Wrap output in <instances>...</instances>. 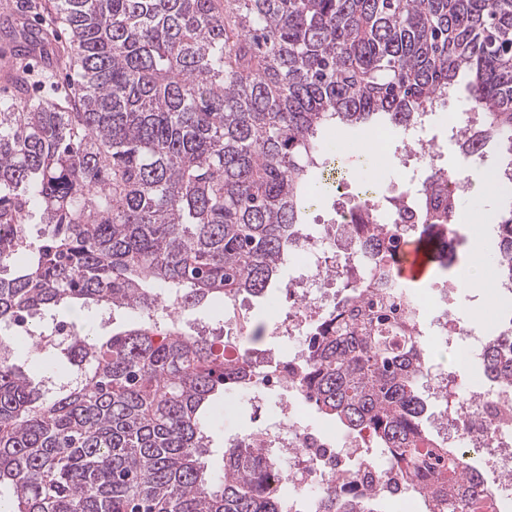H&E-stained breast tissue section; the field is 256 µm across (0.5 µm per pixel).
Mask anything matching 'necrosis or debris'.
I'll return each instance as SVG.
<instances>
[{
	"label": "necrosis or debris",
	"instance_id": "4bbe7bcc",
	"mask_svg": "<svg viewBox=\"0 0 512 512\" xmlns=\"http://www.w3.org/2000/svg\"><path fill=\"white\" fill-rule=\"evenodd\" d=\"M427 113H419L407 127L392 129L371 127V140L389 145L401 141L407 156L423 173L419 182L398 187L396 194L375 198L371 193H353V183L369 185L376 182L388 158L375 153L363 176H348L340 182L336 193L342 202L333 209L327 224L319 232L310 225H301L298 241L291 253L301 268L288 283L290 307L280 312L271 330L272 335L290 341L312 334L321 316L336 306L333 281L355 277L363 283L366 294H373L404 311L408 329L414 336H442L460 351L464 363L478 362L486 341V332L479 327H464V309L451 300L447 286L433 283L431 290L449 310L429 312L421 298H409V290L397 278L394 269L379 266L376 249L357 241L353 229L358 224H420L429 211L442 207L449 195L466 190L465 176L448 172L440 161L442 147L429 139L425 131ZM303 357L302 349L290 350L274 363L264 375L262 386L282 394L272 428L264 429L254 438L255 447L277 455L280 467L269 476L268 489L278 490L285 477L304 473L296 485L297 501L312 499L328 477L337 473L333 461L339 454L360 458L354 441L338 435L335 429L311 428L303 425L307 408L295 378L288 373ZM441 437L439 447L476 448L487 452V462L497 476V483L488 490L476 512H502L506 494L512 490V386L473 385L456 399V413L435 420Z\"/></svg>",
	"mask_w": 512,
	"mask_h": 512
}]
</instances>
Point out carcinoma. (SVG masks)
Returning <instances> with one entry per match:
<instances>
[{
    "label": "carcinoma",
    "instance_id": "cac0c4a2",
    "mask_svg": "<svg viewBox=\"0 0 512 512\" xmlns=\"http://www.w3.org/2000/svg\"><path fill=\"white\" fill-rule=\"evenodd\" d=\"M68 27L71 76L56 100L29 95L11 50L0 96V325L61 305L130 309L107 338L73 328L70 381L44 393L0 335V488L6 512H288L265 484L275 460L254 433L208 464L206 429L231 390L260 388V330L192 336L159 321L208 301L231 309L278 282L291 232L330 187L328 128L405 126L472 77L478 137L511 159L512 0H15ZM318 172L320 185L311 175ZM448 225L422 241L446 270ZM496 266L512 283V207L498 215ZM308 338L297 381L348 434H367L429 512H472L482 472L448 449L436 470L419 389L418 336L351 287ZM483 375L512 384V330L490 332ZM372 493L321 490L314 512H379Z\"/></svg>",
    "mask_w": 512,
    "mask_h": 512
}]
</instances>
